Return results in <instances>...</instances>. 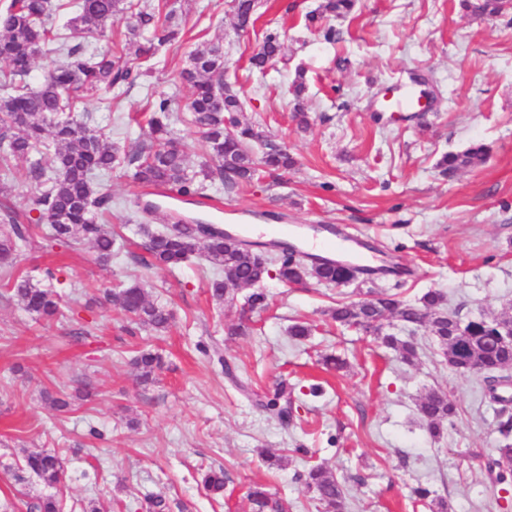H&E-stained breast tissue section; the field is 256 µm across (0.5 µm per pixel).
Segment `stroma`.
<instances>
[{
    "instance_id": "35a3bbf8",
    "label": "stroma",
    "mask_w": 512,
    "mask_h": 512,
    "mask_svg": "<svg viewBox=\"0 0 512 512\" xmlns=\"http://www.w3.org/2000/svg\"><path fill=\"white\" fill-rule=\"evenodd\" d=\"M322 0H258L255 22L236 27L233 0H168L186 22L181 47L157 56L153 72L123 88L104 110L86 109L126 150L149 140L138 115L162 96L175 99L172 127L191 169L206 157L188 122L190 88L181 77L195 43L223 40L228 79L242 117L296 160L287 173L263 174L250 185L207 190L224 222L270 224L302 245L313 224H331L374 275L336 286L314 281L264 284L269 306L250 313L252 333L231 336L249 294L218 305L208 294L213 270L202 254L178 269H146L129 254L139 222L170 223L167 212L141 211L144 188L123 170L102 177L114 200L117 256L99 264L90 244L61 245L38 237L23 248L20 275L45 283L53 270L62 313L36 320L0 281V504L26 512V497L47 494L36 477L16 479L30 451L56 450L65 460L63 512H147L150 496L183 501L188 512H253L250 485L267 484L290 512H320L303 480L321 465L345 482L346 512H432L414 487L425 486L448 512H512V484L485 468L502 441L499 406L480 376L448 368L427 331L419 360L403 363L378 340L344 328L326 311L345 298L386 290L411 300L428 289L446 293L467 317L512 315V9L492 20L468 13L461 0H355L350 14L328 18L335 41L306 15ZM280 55L265 70L249 66L267 33ZM303 76L310 127L292 118L290 87ZM426 92L421 111H381L386 93ZM481 143L485 163L442 175L443 154ZM140 281L150 300L174 318L166 332L128 323L107 301L115 288ZM311 336L292 339L296 323ZM152 348L165 358L154 383L140 384L131 363ZM334 354L343 369L325 368ZM235 379H228L225 368ZM288 386L292 419L282 424L245 391ZM87 400L52 409L45 393ZM321 386L315 397L309 390ZM450 394L454 424L432 438L417 412L419 397ZM223 468L224 494L208 495L200 470Z\"/></svg>"
}]
</instances>
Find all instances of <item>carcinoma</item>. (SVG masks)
I'll list each match as a JSON object with an SVG mask.
<instances>
[{"instance_id": "obj_1", "label": "carcinoma", "mask_w": 512, "mask_h": 512, "mask_svg": "<svg viewBox=\"0 0 512 512\" xmlns=\"http://www.w3.org/2000/svg\"><path fill=\"white\" fill-rule=\"evenodd\" d=\"M512 0H463L471 15L492 19L499 16ZM75 12L63 28L76 34H97L109 24L126 20L124 45L118 52L110 49L86 54L81 45H70L66 34L48 24V18L70 7ZM354 0H324L319 9L308 15L314 25L328 16L341 17L352 10ZM255 0H236L237 24L248 22L255 12ZM142 0H8L0 8V277L11 282L13 297L36 319L50 320L59 311L58 297L48 286L33 283L15 274L19 251L31 242L35 231L49 230L52 239L69 244L87 241L92 244L96 260L107 263L113 254L115 236L105 223L112 211V196L96 183L100 173L118 168L131 172L132 179L143 186H165L182 196H202L206 184L237 186L259 178V167L286 172L295 165L294 158L273 144L256 125L237 116L240 101L226 82V62L220 42L202 41L190 53V65L181 78L192 89L187 105L193 125L201 136L203 154L209 162L192 171L186 162L181 142L171 129L172 100L161 98L153 104L147 119L152 143L132 153H125L107 134L91 128L77 118L81 105L90 98L111 105L108 94L114 89L134 84L147 75L139 60L151 57L160 49L172 46L183 36L182 21L171 8ZM279 34L265 36L261 49L250 58L253 67L263 70L280 53ZM44 61L49 73L36 90H28L26 77L33 65ZM305 90L303 74L293 82L295 118L298 127L310 126L300 98ZM53 153V172L42 164L41 155ZM487 156L484 146H474L462 153L442 156L438 165L450 173L460 167L482 164ZM12 159L27 162L24 181L39 190L37 204L48 212L53 222L41 227L24 223L4 202L17 180L18 170ZM200 224H186L173 229L165 224L158 230L142 228L141 248L137 256L145 267L179 268L203 245L205 260L216 270L208 283L211 299L218 305L231 303L236 291L252 287L244 310L253 312L267 306V295L260 288L268 270L276 272L283 283H318L350 285L368 270L356 266L328 263L313 267L287 252L267 256L240 244L239 236L224 233L219 224L201 233ZM109 301L130 322L165 331L172 319L170 310L148 299L140 282L127 284L108 295ZM330 319L357 332L370 333L395 351L400 359L412 363L418 358V345L411 338L392 332L395 323L410 332L426 329L435 340L444 361L461 375L477 373L487 387L512 382V348L502 342L512 318L488 313L462 319L460 311L448 310L444 292L430 289L419 298L403 301L395 294L378 292L373 298L348 300L329 310ZM162 357L152 351L141 352L134 360L143 382L153 380L161 368ZM502 405L498 429L503 441L486 468L494 469L499 483L512 481V401L496 398ZM260 408L283 423L292 413L284 387L276 388L258 402ZM417 411L434 437L452 425L456 407L445 394L431 391L417 404ZM23 470L45 485L55 487L65 472L64 460L48 450L24 457ZM204 490L219 495L224 492V471L211 470L202 475ZM305 484L316 493L322 512H343L345 491L342 483L323 466L311 467ZM248 496L255 512H286L285 506L263 484H253ZM29 512H62L61 501L53 494L39 495L26 502Z\"/></svg>"}]
</instances>
